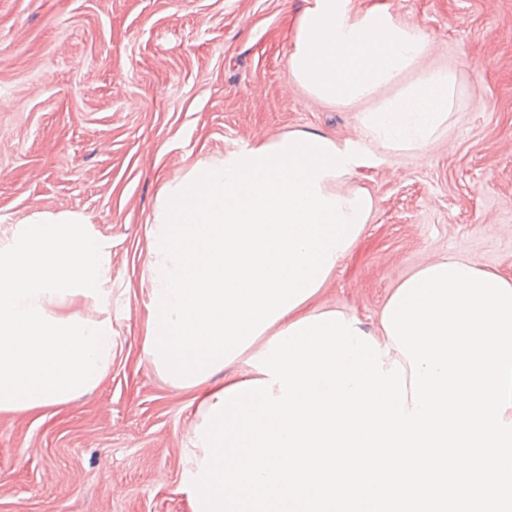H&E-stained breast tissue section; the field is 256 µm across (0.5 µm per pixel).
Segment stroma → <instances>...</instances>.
I'll list each match as a JSON object with an SVG mask.
<instances>
[{
  "label": "stroma",
  "instance_id": "stroma-1",
  "mask_svg": "<svg viewBox=\"0 0 512 512\" xmlns=\"http://www.w3.org/2000/svg\"><path fill=\"white\" fill-rule=\"evenodd\" d=\"M419 25L455 71L449 130L357 169L374 212L309 310L379 331L406 278L453 255L512 277V0H355ZM308 0H0V238L73 213L104 245L112 363L61 406L0 411V512H192L195 393L151 363L148 230L164 181L295 130L359 140L360 110L312 100L287 57Z\"/></svg>",
  "mask_w": 512,
  "mask_h": 512
}]
</instances>
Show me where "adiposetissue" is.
Returning <instances> with one entry per match:
<instances>
[{"label":"adipose tissue","instance_id":"adipose-tissue-1","mask_svg":"<svg viewBox=\"0 0 512 512\" xmlns=\"http://www.w3.org/2000/svg\"><path fill=\"white\" fill-rule=\"evenodd\" d=\"M427 49V34L386 7L311 0L294 23L289 74L317 102L371 101L361 139L292 131L160 190L149 228L146 346L170 385L195 390L199 413L223 391L212 372L251 357L256 339L281 321L305 318L361 238L374 199L349 181L366 156L419 151L447 129L457 80L445 70L415 73ZM387 88L392 96L381 97Z\"/></svg>","mask_w":512,"mask_h":512}]
</instances>
